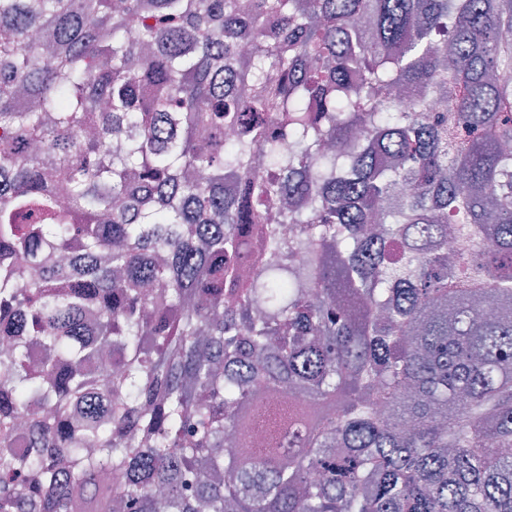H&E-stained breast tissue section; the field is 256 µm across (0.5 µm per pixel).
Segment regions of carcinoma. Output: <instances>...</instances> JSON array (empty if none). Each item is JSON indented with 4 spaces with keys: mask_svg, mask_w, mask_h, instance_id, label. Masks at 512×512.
Instances as JSON below:
<instances>
[{
    "mask_svg": "<svg viewBox=\"0 0 512 512\" xmlns=\"http://www.w3.org/2000/svg\"><path fill=\"white\" fill-rule=\"evenodd\" d=\"M0 341V512H512V0H0Z\"/></svg>",
    "mask_w": 512,
    "mask_h": 512,
    "instance_id": "cac0c4a2",
    "label": "carcinoma"
}]
</instances>
